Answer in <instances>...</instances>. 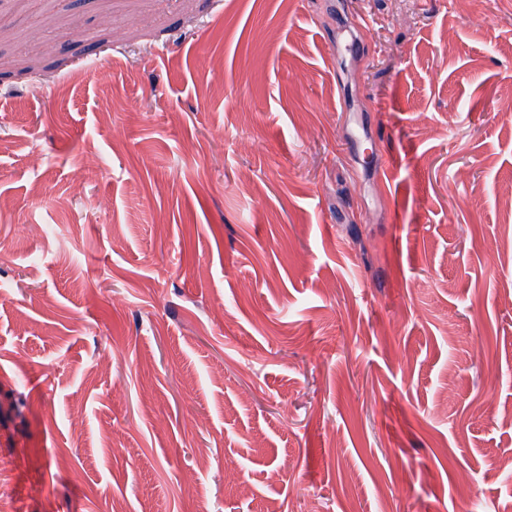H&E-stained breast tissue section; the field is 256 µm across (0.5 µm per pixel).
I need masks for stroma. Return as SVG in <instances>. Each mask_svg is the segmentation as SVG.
I'll list each match as a JSON object with an SVG mask.
<instances>
[{"label":"stroma","instance_id":"stroma-1","mask_svg":"<svg viewBox=\"0 0 512 512\" xmlns=\"http://www.w3.org/2000/svg\"><path fill=\"white\" fill-rule=\"evenodd\" d=\"M508 457L511 8L0 0V512H512Z\"/></svg>","mask_w":512,"mask_h":512}]
</instances>
